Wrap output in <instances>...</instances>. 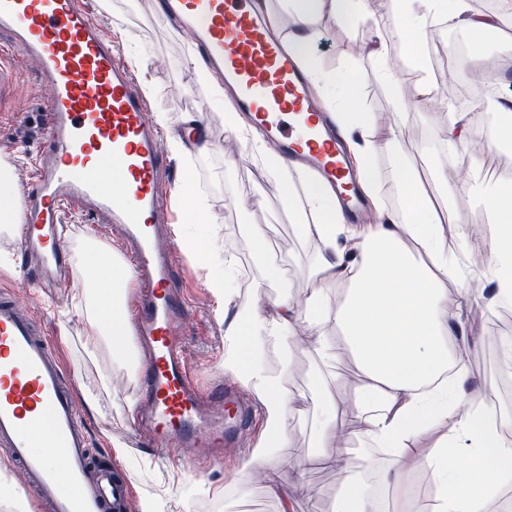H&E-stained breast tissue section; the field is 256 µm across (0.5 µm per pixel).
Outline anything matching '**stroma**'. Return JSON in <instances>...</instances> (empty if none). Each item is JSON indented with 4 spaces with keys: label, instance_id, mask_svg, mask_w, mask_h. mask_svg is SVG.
I'll list each match as a JSON object with an SVG mask.
<instances>
[{
    "label": "stroma",
    "instance_id": "1",
    "mask_svg": "<svg viewBox=\"0 0 512 512\" xmlns=\"http://www.w3.org/2000/svg\"><path fill=\"white\" fill-rule=\"evenodd\" d=\"M160 0H112L110 10H103L100 0H83L105 32L110 36L122 62L130 67L138 84H150L151 110L169 113L172 122L165 137L183 136L185 115H193L208 128L209 149L204 153H167L175 181H182L185 171H192L198 194L207 205L210 221L205 234L226 245L246 272L237 283L239 291L225 302H218L207 287L206 271L200 260L177 248L174 275L189 302L183 326V339L190 362L200 373L205 386L227 382L220 367L224 352L225 324L217 308L235 311L251 299L255 282H265L267 298L285 297L302 301L312 286L310 267L319 255L315 242L299 239L293 231L294 215L282 198V180L269 173L247 145L243 136L224 121L226 106L218 102L208 85L193 80L192 51L182 35L173 31L170 22L158 9ZM318 33L315 54L327 70L352 69L360 88L359 111L370 120L356 133L364 143H379L386 136V115L392 108L389 92L374 73L361 46L369 42L362 29H341L327 21L315 25ZM483 67L462 70L448 68L441 74H429L430 85L422 97L423 104L409 107L408 125L415 137L403 140L404 153L417 163L421 176H428L444 163L446 145L442 131L448 123L447 88L483 74ZM47 82L27 67L14 76L10 99L0 103V148L16 152L18 160L12 170L16 192H24L30 179L31 159L46 146ZM262 230L265 244L256 249L248 244L254 230ZM16 235L0 231V292L19 301L41 325L56 353L71 371L74 389L88 386L101 388V397L112 406V416L101 420L76 399L77 410L90 434L94 461H111L120 479L127 481V512H139L143 497L161 501V512H211L219 505L222 512H279V503L263 482L246 480L240 471L241 461L257 444L260 418H253L244 447L225 448L222 461L195 468L189 464L154 458L153 447L139 437L137 423L123 413L130 399H143L144 380H130L125 368L112 360L106 350L88 355L84 338L90 327L84 318L72 314L71 307L85 287L80 271L89 267L87 254L71 252L72 272L65 282L51 292L34 283L21 265ZM482 302L472 311L450 313V320H461L471 338L464 347L472 376L470 388L482 391L496 382L494 397L498 406L512 413V356L507 345L512 342V305L493 302L492 284L483 283ZM338 352L330 365H322L310 349V333L299 330L294 336L282 337L269 350L267 363L272 370L286 369L283 385L293 393H304L315 385L330 391L343 410L339 417L344 427L345 447L353 451L351 472L289 466L280 474V484L291 492L301 484L315 488L311 497H296L294 512H334L348 474H355L371 490L377 489L380 477L390 471V453L368 447L359 435L360 423L349 404L358 395L362 382L353 357L341 336H334ZM126 446L124 457H116L112 444Z\"/></svg>",
    "mask_w": 512,
    "mask_h": 512
}]
</instances>
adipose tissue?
Masks as SVG:
<instances>
[{"label":"adipose tissue","mask_w":512,"mask_h":512,"mask_svg":"<svg viewBox=\"0 0 512 512\" xmlns=\"http://www.w3.org/2000/svg\"><path fill=\"white\" fill-rule=\"evenodd\" d=\"M283 2L293 23L288 49L328 99L334 121L345 132L360 127L368 117L353 109L355 81L320 68L311 51L317 39L315 21L325 19L340 28L386 29L404 44L424 37L439 19L477 36L512 26V0H499L498 8L488 12L474 10L471 0H389L382 20L373 14L371 0ZM372 60L391 90L393 110L387 140L370 145L358 161V182L365 192L375 193L374 159L380 149L390 151L407 216L399 218L376 203V222L351 230L356 243L350 256H341L337 241L343 218L337 201L315 180H307L305 202L312 214L299 216L295 231L321 247L307 298L301 303L277 298L265 309L252 302L234 313L224 331L225 374L237 379L264 408L260 439L241 470L265 483L278 498L280 512H293V501L281 491L277 475L296 461L290 430L300 398L279 384L264 356L271 343L302 327L314 338L312 351L331 359L329 334L334 331L343 336L361 370L363 387L352 404L360 433L367 442L392 448L395 454L393 469L384 480L388 498L370 494L352 477L336 512H485L487 501L512 486V414L502 412L487 393L470 390L465 358L448 349L449 341L464 336L466 328L449 321L448 308L477 306L479 293L473 285L484 279L495 283L499 302H512V182L486 180L478 155L471 150L470 126L451 119L445 130L448 147L465 148L468 155L452 167L434 169V185L447 200L466 191L484 217L483 233L474 242L468 222L456 216L439 220L400 150L407 106L415 95L426 93L427 86L393 73L385 50H375ZM451 236L462 242L461 252L447 250ZM181 240L201 259L213 296L221 300L232 294L241 275L233 256L191 230ZM84 248L99 259L97 267L85 271L87 292L76 305L92 328L86 346L93 352L107 348L131 376H138L141 361L125 309L132 273L96 241L86 240ZM451 282L458 286L453 298L447 291ZM305 398L322 409L313 463L349 470V458L336 448V401L316 389ZM433 422L447 426V435L429 454H420L413 443ZM420 469L430 470L434 484L421 506L414 504L410 488L412 474Z\"/></svg>","instance_id":"ef3b65f1"}]
</instances>
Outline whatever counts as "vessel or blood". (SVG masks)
<instances>
[{
	"label": "vessel or blood",
	"instance_id": "vessel-or-blood-1",
	"mask_svg": "<svg viewBox=\"0 0 512 512\" xmlns=\"http://www.w3.org/2000/svg\"><path fill=\"white\" fill-rule=\"evenodd\" d=\"M163 12L206 58L243 115L288 159L332 187L351 216L348 152L264 0H164ZM34 62L48 82L49 144L32 159L21 202L20 251L40 287L69 269L67 208L90 223L121 225L136 283L130 322L150 370L145 433L164 458L205 465L203 448L241 441L249 407L228 386L204 388L179 339L187 302L172 281L177 214L170 166L149 104L101 25L79 0H0V69ZM222 400L223 418L208 406ZM69 375L27 311L0 299V447L24 471L43 512H121L128 489L89 454Z\"/></svg>",
	"mask_w": 512,
	"mask_h": 512
}]
</instances>
